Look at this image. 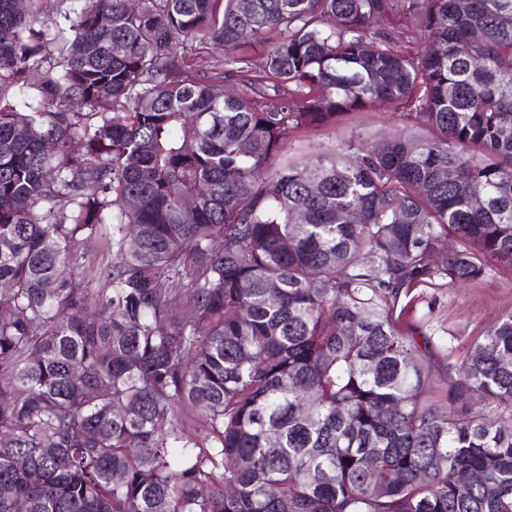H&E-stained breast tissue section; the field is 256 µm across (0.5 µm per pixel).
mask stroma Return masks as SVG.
Here are the masks:
<instances>
[{
  "label": "stroma",
  "instance_id": "stroma-1",
  "mask_svg": "<svg viewBox=\"0 0 512 512\" xmlns=\"http://www.w3.org/2000/svg\"><path fill=\"white\" fill-rule=\"evenodd\" d=\"M391 105L374 112H361L335 125L301 133L293 148L315 153L333 148L353 135L388 130L399 125ZM415 321L425 326L433 339L422 349V361L431 369L435 383L448 379L449 366L460 363L470 344L502 315L512 311V271L498 269L476 285L414 290Z\"/></svg>",
  "mask_w": 512,
  "mask_h": 512
}]
</instances>
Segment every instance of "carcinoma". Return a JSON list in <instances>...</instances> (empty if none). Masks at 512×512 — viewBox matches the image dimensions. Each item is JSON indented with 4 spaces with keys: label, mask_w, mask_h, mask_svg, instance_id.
I'll return each instance as SVG.
<instances>
[{
    "label": "carcinoma",
    "mask_w": 512,
    "mask_h": 512,
    "mask_svg": "<svg viewBox=\"0 0 512 512\" xmlns=\"http://www.w3.org/2000/svg\"><path fill=\"white\" fill-rule=\"evenodd\" d=\"M252 2L0 0V512H512V312L401 323L512 270V0ZM224 51L215 49L211 45H197L193 57L195 58L196 73L199 77L209 76L222 59ZM399 113L387 104L376 112H361L336 125L301 133L293 143L294 151L315 153L333 148L351 135L367 137L377 131L391 129L400 124ZM415 321L433 334L420 353L435 383L448 381V366L459 364L470 344L512 311V271L497 269L477 285L417 288Z\"/></svg>",
    "instance_id": "cac0c4a2"
}]
</instances>
